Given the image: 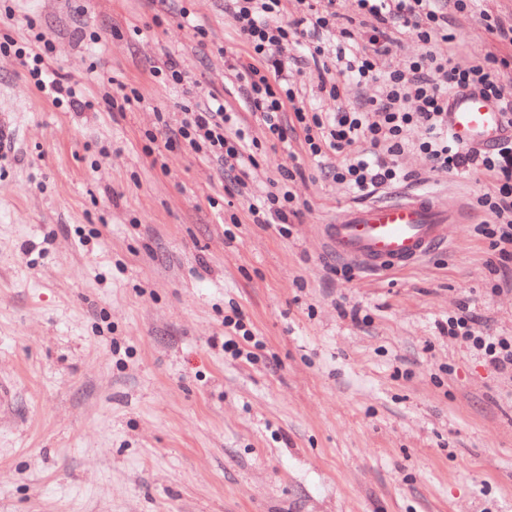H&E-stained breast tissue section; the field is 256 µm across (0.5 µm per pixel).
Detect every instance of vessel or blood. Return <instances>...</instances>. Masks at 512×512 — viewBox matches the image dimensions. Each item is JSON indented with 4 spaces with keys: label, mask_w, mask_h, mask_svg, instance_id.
<instances>
[{
    "label": "vessel or blood",
    "mask_w": 512,
    "mask_h": 512,
    "mask_svg": "<svg viewBox=\"0 0 512 512\" xmlns=\"http://www.w3.org/2000/svg\"><path fill=\"white\" fill-rule=\"evenodd\" d=\"M503 114L484 96L466 94L448 110V133L466 149L493 145L503 134ZM461 208H445L429 196L395 193L387 200L350 206L322 227L334 256L370 271L411 265L446 241V227L463 224Z\"/></svg>",
    "instance_id": "obj_1"
}]
</instances>
